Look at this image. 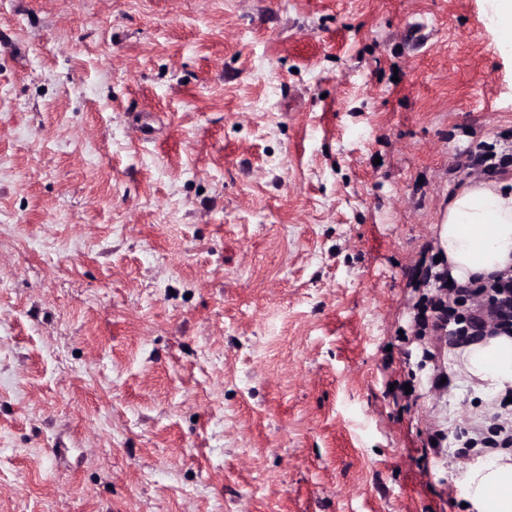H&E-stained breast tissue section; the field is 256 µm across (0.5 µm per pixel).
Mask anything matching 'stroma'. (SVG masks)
Returning <instances> with one entry per match:
<instances>
[{"mask_svg":"<svg viewBox=\"0 0 512 512\" xmlns=\"http://www.w3.org/2000/svg\"><path fill=\"white\" fill-rule=\"evenodd\" d=\"M488 3L0 0V512H466L410 272L512 152ZM464 169L471 171H479L488 177L497 175H505L509 168L512 167L511 153H498L492 144L480 143L476 146V150L470 151L467 161L462 166Z\"/></svg>","mask_w":512,"mask_h":512,"instance_id":"1","label":"stroma"}]
</instances>
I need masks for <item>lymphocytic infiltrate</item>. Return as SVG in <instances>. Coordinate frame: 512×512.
I'll list each match as a JSON object with an SVG mask.
<instances>
[{"label": "lymphocytic infiltrate", "mask_w": 512, "mask_h": 512, "mask_svg": "<svg viewBox=\"0 0 512 512\" xmlns=\"http://www.w3.org/2000/svg\"><path fill=\"white\" fill-rule=\"evenodd\" d=\"M413 278L432 290L417 302L415 322L431 329L437 347L512 334L511 268L460 283L447 271L421 264Z\"/></svg>", "instance_id": "f902f5d3"}]
</instances>
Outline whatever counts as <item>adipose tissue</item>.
I'll use <instances>...</instances> for the list:
<instances>
[{
  "instance_id": "ef3b65f1",
  "label": "adipose tissue",
  "mask_w": 512,
  "mask_h": 512,
  "mask_svg": "<svg viewBox=\"0 0 512 512\" xmlns=\"http://www.w3.org/2000/svg\"><path fill=\"white\" fill-rule=\"evenodd\" d=\"M451 276L465 282L512 266V179L470 181L448 197L437 226ZM448 374L481 399L475 426L512 393V336H488L448 352ZM451 477L467 512H512V451L474 448Z\"/></svg>"
}]
</instances>
